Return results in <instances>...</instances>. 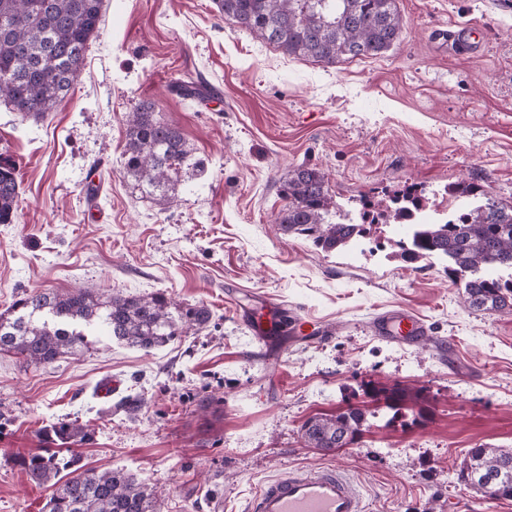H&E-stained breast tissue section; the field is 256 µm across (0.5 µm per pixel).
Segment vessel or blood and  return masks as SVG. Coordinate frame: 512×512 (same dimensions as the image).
Returning a JSON list of instances; mask_svg holds the SVG:
<instances>
[{
    "label": "vessel or blood",
    "mask_w": 512,
    "mask_h": 512,
    "mask_svg": "<svg viewBox=\"0 0 512 512\" xmlns=\"http://www.w3.org/2000/svg\"><path fill=\"white\" fill-rule=\"evenodd\" d=\"M260 309L269 313V321H262L250 311L242 315L259 342L269 341L282 327L295 332L303 327L287 304L264 297ZM373 330L383 340L407 345L421 343L428 333L419 317L403 309L380 314ZM245 512H367V506L360 487L340 468H289L267 480L249 499Z\"/></svg>",
    "instance_id": "1"
}]
</instances>
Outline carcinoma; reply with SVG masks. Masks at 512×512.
<instances>
[{"mask_svg":"<svg viewBox=\"0 0 512 512\" xmlns=\"http://www.w3.org/2000/svg\"><path fill=\"white\" fill-rule=\"evenodd\" d=\"M103 0H0V98L22 117H43L66 98L82 67L88 45L97 37ZM235 28L276 46L290 56L332 65L342 59L374 58L397 46L406 22L396 0H215ZM52 67L45 66L46 58ZM190 157L178 129L161 121L155 103L143 101L129 113L124 167L143 192L166 197L173 174ZM448 194L478 198L482 186L458 182ZM287 201L278 218L281 230L312 240L325 252L349 246L363 225L328 220L335 202L317 168L298 165L281 186ZM19 183L15 167L0 163V224H11ZM422 198L406 189L396 199L393 219L408 227L399 257L407 263L434 257L448 261V277L464 281V301L476 311L512 309V276L487 270H512V205L491 198L460 212L453 223L424 220ZM212 318L203 304L176 306L163 291L143 296L95 294L83 288L66 293H25L0 312V353L28 364L46 365L78 355L105 335L150 353L190 330L207 328ZM362 422L356 409L334 418H312L303 436L315 448L336 447V438H355ZM47 436L71 439L84 429L54 426ZM461 481L493 477L512 488V449L470 448ZM17 465L37 483L51 488L45 512H159L156 492L123 469L90 472L75 456L56 453L18 458ZM66 472V480L56 477Z\"/></svg>","mask_w":512,"mask_h":512,"instance_id":"1","label":"carcinoma"}]
</instances>
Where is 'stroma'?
<instances>
[{"instance_id": "stroma-1", "label": "stroma", "mask_w": 512, "mask_h": 512, "mask_svg": "<svg viewBox=\"0 0 512 512\" xmlns=\"http://www.w3.org/2000/svg\"><path fill=\"white\" fill-rule=\"evenodd\" d=\"M396 4L400 45L324 65L233 29L214 0H105L54 112L24 120L0 99V162L19 182L17 216L0 224V312L25 292L88 288L161 290L212 313L150 353L105 336L48 365L0 353V512H44L48 489L13 458L50 448L60 423L87 431L70 445L86 467L133 473L161 512H245L262 480L320 466L349 470L369 512H512L458 478L468 449L512 448V312L471 310L442 263L398 259L395 223L325 253L277 222L299 164L356 213L411 187L445 215L460 181L512 204V0ZM448 29L474 31L472 49L446 47ZM180 78L219 94L182 99ZM145 100L205 164L165 201L124 168L125 119ZM246 293L286 300L330 339L255 342ZM395 308L423 320V342L375 336ZM127 396L137 412L120 409ZM351 407L366 416L355 443H306L307 420Z\"/></svg>"}]
</instances>
